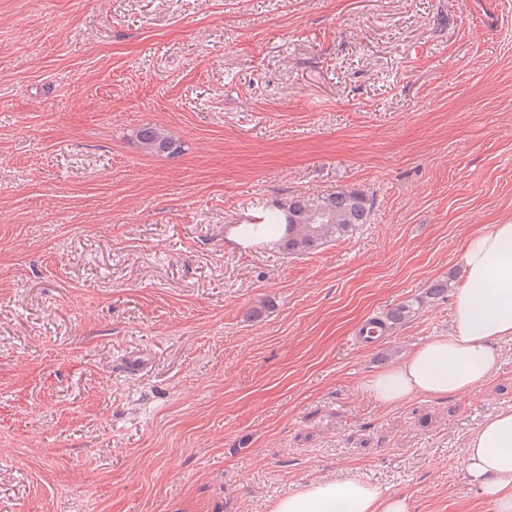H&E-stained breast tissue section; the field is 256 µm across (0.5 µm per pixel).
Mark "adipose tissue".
I'll return each instance as SVG.
<instances>
[{"label": "adipose tissue", "instance_id": "1", "mask_svg": "<svg viewBox=\"0 0 512 512\" xmlns=\"http://www.w3.org/2000/svg\"><path fill=\"white\" fill-rule=\"evenodd\" d=\"M461 262L465 280L456 293L452 332L415 347L367 378L366 389L380 403L398 405L418 394L472 390L488 379L499 343L512 340V223L471 234ZM466 476L493 512H512V408L486 420L470 438ZM270 512H408V506L404 498L346 478L311 483L275 500Z\"/></svg>", "mask_w": 512, "mask_h": 512}]
</instances>
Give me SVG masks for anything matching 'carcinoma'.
Listing matches in <instances>:
<instances>
[{
  "label": "carcinoma",
  "mask_w": 512,
  "mask_h": 512,
  "mask_svg": "<svg viewBox=\"0 0 512 512\" xmlns=\"http://www.w3.org/2000/svg\"><path fill=\"white\" fill-rule=\"evenodd\" d=\"M136 141L148 153H173L176 144L169 132L161 126L148 124L136 131ZM374 199L359 190H336L322 194L298 193L280 199L262 216L259 223L238 227L245 239H258L269 226L282 230L276 245L289 254H309L328 242L351 238L370 223ZM450 289V283H433L425 295L408 299L389 312V322H378L388 331L399 324L417 318L426 305V299L440 297Z\"/></svg>",
  "instance_id": "carcinoma-1"
}]
</instances>
